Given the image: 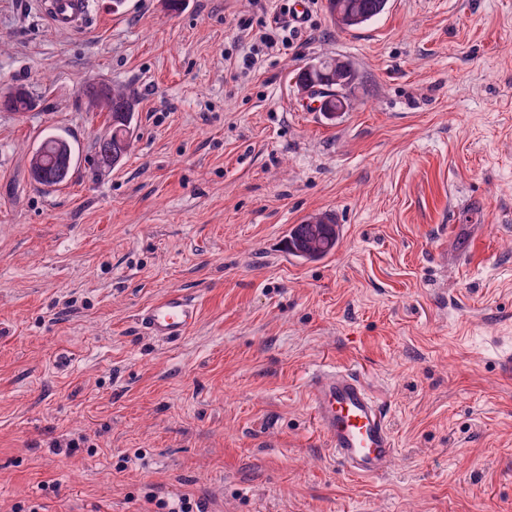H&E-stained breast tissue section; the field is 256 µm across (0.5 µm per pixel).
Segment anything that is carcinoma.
Returning <instances> with one entry per match:
<instances>
[{
  "mask_svg": "<svg viewBox=\"0 0 512 512\" xmlns=\"http://www.w3.org/2000/svg\"><path fill=\"white\" fill-rule=\"evenodd\" d=\"M388 0H327V11L334 24L341 29L365 25L386 9ZM358 81L357 71L345 60H331L315 67L308 65L297 74V83L303 91L316 86L328 89L327 107L331 111L343 108L349 93ZM82 95L93 107L112 113V130L97 140V166H117L130 149L134 136V112L137 94L128 87H114L103 82L88 83ZM33 99L22 85L0 95V108L12 112H26ZM74 163L70 142L60 136H47L30 156V175L35 183L52 187L65 183ZM340 233L334 217L329 213L316 214L293 226L288 238V252L306 261L319 260L331 254L339 244Z\"/></svg>",
  "mask_w": 512,
  "mask_h": 512,
  "instance_id": "obj_1",
  "label": "carcinoma"
}]
</instances>
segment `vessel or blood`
Wrapping results in <instances>:
<instances>
[{"label":"vessel or blood","instance_id":"b4317fda","mask_svg":"<svg viewBox=\"0 0 512 512\" xmlns=\"http://www.w3.org/2000/svg\"><path fill=\"white\" fill-rule=\"evenodd\" d=\"M57 28L76 30L90 18L88 0H41ZM199 307L180 291L146 306L140 322L148 335L161 340L185 336L196 325ZM306 392L316 424L331 456L348 475L368 478L386 472L395 455L394 438L381 406L360 375L336 366L314 370Z\"/></svg>","mask_w":512,"mask_h":512}]
</instances>
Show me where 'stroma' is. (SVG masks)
Returning <instances> with one entry per match:
<instances>
[{
    "label": "stroma",
    "instance_id": "obj_1",
    "mask_svg": "<svg viewBox=\"0 0 512 512\" xmlns=\"http://www.w3.org/2000/svg\"><path fill=\"white\" fill-rule=\"evenodd\" d=\"M291 0H93L86 28L0 0V512H512V0H389L357 30L310 0L292 45L242 59ZM360 82L335 121L296 84L322 57ZM135 90L110 170L86 82ZM70 136L67 183L28 174ZM329 213L335 251L289 256ZM170 291L175 341L137 316ZM67 365H58V357ZM357 369L396 455L330 458L305 380ZM33 106V99L22 85H17L11 90L1 93L0 108L12 112H26ZM340 233L329 213L316 214L293 226L288 238V252L306 261L331 254L339 244ZM198 317L199 307L195 298L173 291L146 306L140 313V322L149 336L174 340L188 334Z\"/></svg>",
    "mask_w": 512,
    "mask_h": 512
}]
</instances>
